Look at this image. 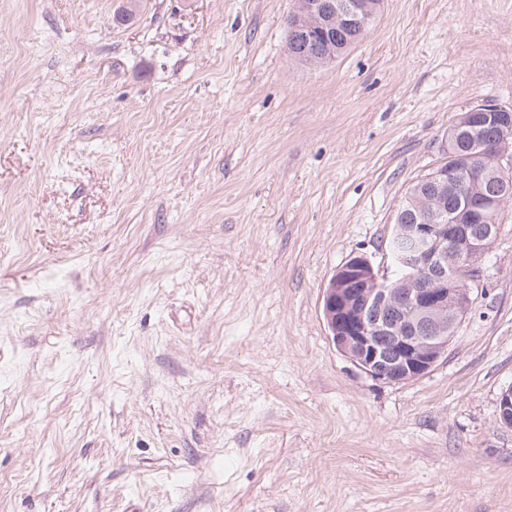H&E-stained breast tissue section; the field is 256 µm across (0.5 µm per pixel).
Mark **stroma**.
Listing matches in <instances>:
<instances>
[{
    "instance_id": "1",
    "label": "stroma",
    "mask_w": 512,
    "mask_h": 512,
    "mask_svg": "<svg viewBox=\"0 0 512 512\" xmlns=\"http://www.w3.org/2000/svg\"><path fill=\"white\" fill-rule=\"evenodd\" d=\"M294 7L0 0V512H512V201L425 376L322 313L512 107V0H382L318 66ZM489 113H498L500 124L504 126V129L508 130L509 127H512L511 124V109L502 107L496 103L493 102H485L482 104H479L471 109V112H468L467 117H469V121L465 123H461L457 125V131L465 130L474 125V121L479 118L481 115L487 116L488 120H491ZM511 129V128H510ZM509 134L512 135V129L510 130Z\"/></svg>"
}]
</instances>
